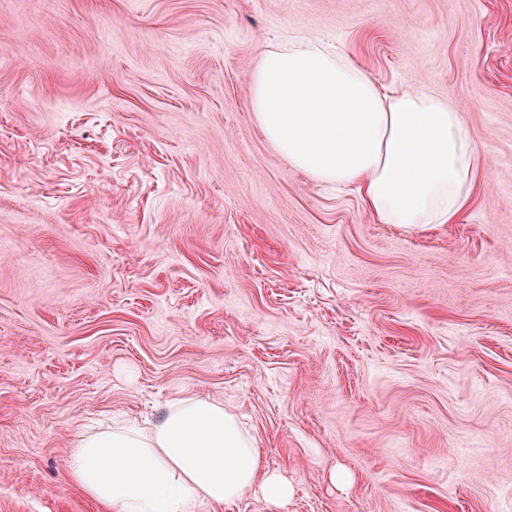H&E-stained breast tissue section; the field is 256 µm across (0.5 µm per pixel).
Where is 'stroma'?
Listing matches in <instances>:
<instances>
[{"label": "stroma", "instance_id": "obj_1", "mask_svg": "<svg viewBox=\"0 0 512 512\" xmlns=\"http://www.w3.org/2000/svg\"><path fill=\"white\" fill-rule=\"evenodd\" d=\"M296 35L453 100L458 223H377L264 137ZM195 395L288 512H512V0H0V512H108L72 442Z\"/></svg>", "mask_w": 512, "mask_h": 512}]
</instances>
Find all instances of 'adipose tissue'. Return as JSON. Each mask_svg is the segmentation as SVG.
<instances>
[{
  "label": "adipose tissue",
  "instance_id": "1",
  "mask_svg": "<svg viewBox=\"0 0 512 512\" xmlns=\"http://www.w3.org/2000/svg\"><path fill=\"white\" fill-rule=\"evenodd\" d=\"M263 135L312 181L358 192L382 224H450L468 205L482 143L428 86L386 90L324 43L263 52L251 75ZM69 478L112 512H199L250 497L283 507L292 486L222 400L176 397L151 428L79 438Z\"/></svg>",
  "mask_w": 512,
  "mask_h": 512
}]
</instances>
